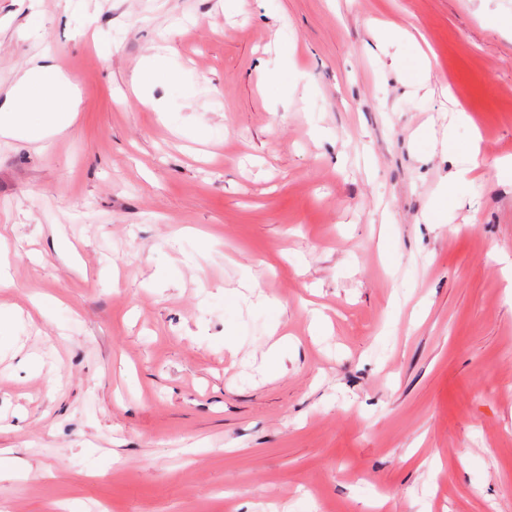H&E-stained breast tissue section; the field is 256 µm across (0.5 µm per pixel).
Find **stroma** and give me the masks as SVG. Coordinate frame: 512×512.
Masks as SVG:
<instances>
[{"mask_svg":"<svg viewBox=\"0 0 512 512\" xmlns=\"http://www.w3.org/2000/svg\"><path fill=\"white\" fill-rule=\"evenodd\" d=\"M4 16L0 80L48 47L81 106L0 136V512H512V0ZM418 45L424 87L392 67ZM155 55L181 90H133Z\"/></svg>","mask_w":512,"mask_h":512,"instance_id":"1","label":"stroma"}]
</instances>
